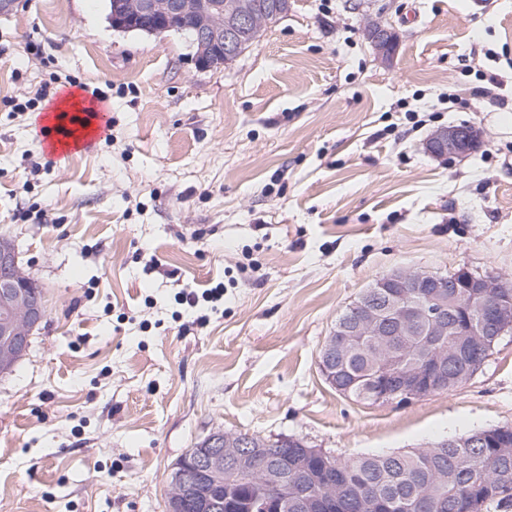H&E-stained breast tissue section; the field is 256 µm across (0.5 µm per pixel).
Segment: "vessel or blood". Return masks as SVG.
I'll return each instance as SVG.
<instances>
[{
	"mask_svg": "<svg viewBox=\"0 0 512 512\" xmlns=\"http://www.w3.org/2000/svg\"><path fill=\"white\" fill-rule=\"evenodd\" d=\"M102 116L101 107L68 94L61 96L52 111L43 115L41 136L45 152L60 157L83 150L93 140Z\"/></svg>",
	"mask_w": 512,
	"mask_h": 512,
	"instance_id": "obj_1",
	"label": "vessel or blood"
}]
</instances>
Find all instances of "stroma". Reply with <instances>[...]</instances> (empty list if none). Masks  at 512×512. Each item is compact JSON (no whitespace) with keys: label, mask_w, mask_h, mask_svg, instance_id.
<instances>
[{"label":"stroma","mask_w":512,"mask_h":512,"mask_svg":"<svg viewBox=\"0 0 512 512\" xmlns=\"http://www.w3.org/2000/svg\"><path fill=\"white\" fill-rule=\"evenodd\" d=\"M107 13L12 0L0 19V236L47 306L0 377V512H167L176 462L217 430L346 459L512 428V331L465 384L408 404L343 396L319 366L378 277L512 280V0H291L210 70L184 36ZM379 20L399 34L387 63ZM64 74L104 90L112 140L51 160L45 105L10 101L57 96ZM492 79L496 105L477 96ZM459 124L482 147L427 151ZM220 283L195 324L176 293ZM367 38L370 40L377 55L383 61H390L394 55L393 47L397 45V36L392 25L375 22L367 28Z\"/></svg>","instance_id":"1"}]
</instances>
